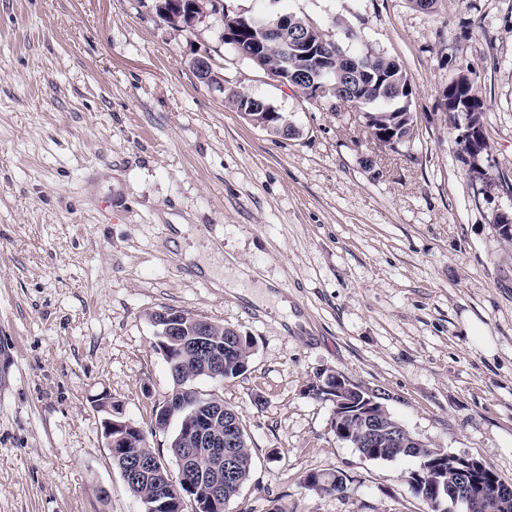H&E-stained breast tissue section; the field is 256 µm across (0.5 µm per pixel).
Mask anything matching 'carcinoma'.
Returning <instances> with one entry per match:
<instances>
[{
	"label": "carcinoma",
	"instance_id": "cac0c4a2",
	"mask_svg": "<svg viewBox=\"0 0 512 512\" xmlns=\"http://www.w3.org/2000/svg\"><path fill=\"white\" fill-rule=\"evenodd\" d=\"M246 21V17L238 15L227 22L229 37L225 40L243 57L252 52V44L259 36V30H251ZM318 38L330 49L326 61L320 62L314 57L306 58L295 53L286 55L270 41L266 46V64L271 68L286 65L290 71L301 69L321 74L322 82L328 86V98L334 100L340 96L346 103H366L367 123L371 129L393 132L396 135L394 143L398 145L411 140L415 132L414 115L404 110L402 103L403 99L411 97L412 87L402 67L383 56H354L353 74L350 75L344 68L346 53L337 44L324 38L323 34H318ZM225 103L235 110L253 109L249 116L267 124V131L276 136L287 139L296 134V129L283 114L263 100L231 89L225 93ZM235 340L237 351L224 356L226 380L243 375L248 370L247 364L251 362L253 338L237 336ZM156 348L165 360L176 359L182 366V374L173 376V397H182L187 402V409L180 414L178 428L170 442L172 456L177 459L189 447L186 430L192 423V411L202 406L222 404L224 399L214 392L203 393L196 388V381L204 377L205 373L194 352L179 348L175 342L164 344L159 341ZM235 435L237 444L233 448V456L236 477L233 479H225L224 471L219 469L214 456L198 448L193 462L194 473H185L179 478L180 495H163L158 486L147 482H128L126 486L139 501H150L154 506L152 512H183L182 503L185 498L194 501L195 512H224L221 504L237 497L252 473L250 438L240 425L235 426ZM359 453L376 461H394L409 456L407 449L391 445L361 448ZM437 477L450 484L454 483L453 466L434 458H423L406 473L405 481L417 497L428 501L432 499L431 489ZM303 485L317 493H342L346 488V479L339 474L310 471L304 476Z\"/></svg>",
	"mask_w": 512,
	"mask_h": 512
}]
</instances>
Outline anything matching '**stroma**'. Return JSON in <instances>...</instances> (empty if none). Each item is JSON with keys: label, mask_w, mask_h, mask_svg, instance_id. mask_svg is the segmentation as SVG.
I'll list each match as a JSON object with an SVG mask.
<instances>
[{"label": "stroma", "mask_w": 512, "mask_h": 512, "mask_svg": "<svg viewBox=\"0 0 512 512\" xmlns=\"http://www.w3.org/2000/svg\"><path fill=\"white\" fill-rule=\"evenodd\" d=\"M225 2L399 63L415 135L377 145L362 108L283 85L211 20L169 28L155 0H0V512H142L94 401L111 394L176 470V428L154 419L174 388L150 320L167 308L254 341L244 375L196 382L251 439L227 512H430L405 482L415 459L337 439L333 402L308 392L330 371L512 481V241L496 226L512 214V0ZM204 53L223 88L194 73ZM461 72L485 103L479 178L441 105ZM227 87L296 136L229 109ZM311 471L345 492L303 488ZM225 103L235 110H239L246 119L251 120L252 117L255 120H259L263 123L267 122L268 128L266 131L283 138L288 139L296 134V129L288 122L282 113L278 112L269 103L251 97L247 94L241 93L237 90L230 89L225 93ZM253 108V110H241ZM248 112V116L246 114ZM256 126H259L258 122L252 121Z\"/></svg>", "instance_id": "stroma-1"}]
</instances>
